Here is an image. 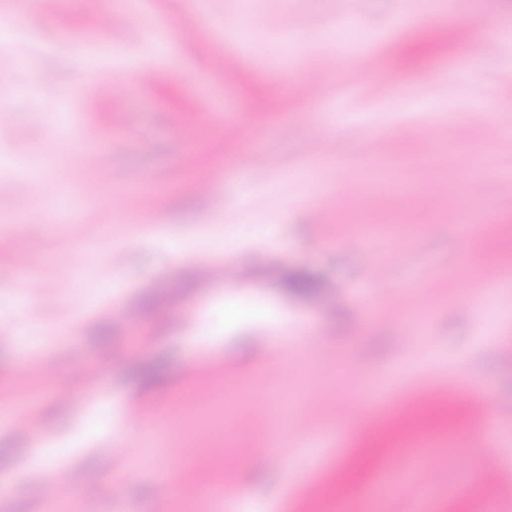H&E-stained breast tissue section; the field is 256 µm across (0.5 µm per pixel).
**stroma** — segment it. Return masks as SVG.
<instances>
[{
  "label": "stroma",
  "mask_w": 512,
  "mask_h": 512,
  "mask_svg": "<svg viewBox=\"0 0 512 512\" xmlns=\"http://www.w3.org/2000/svg\"><path fill=\"white\" fill-rule=\"evenodd\" d=\"M121 24L100 23L111 0H0V15L27 9L29 23L0 53V412L45 422L82 475L66 490L71 508L98 512H218L203 487L255 482L252 512H512V414L485 451L488 426L475 399L512 407V325L476 312L477 290L495 291L512 312V0H454L447 28L462 35L436 49L433 26L407 16L421 0H136ZM296 19L293 28L277 23ZM481 16L498 34L476 52ZM53 72L43 85L36 73ZM492 103L497 140L457 120ZM92 143L107 153L75 163ZM261 152L264 163L252 162ZM321 158L337 162L331 206L320 183L296 179ZM47 175L27 194L30 164ZM232 168L234 178L219 175ZM161 195L151 215H131L124 198ZM407 194L399 202L398 194ZM365 224L380 225L370 238ZM183 240L179 259L169 242ZM234 255L246 279L197 277L199 259ZM42 284L39 305L21 307L16 259ZM384 268L378 285L369 265ZM310 275L299 293L293 274ZM376 293L378 316L364 307ZM112 302L142 312L136 323L92 316ZM239 319L222 317L223 305ZM310 320L318 351L278 348L270 337ZM412 344L401 352L402 344ZM46 360L32 407H19L11 380ZM100 370L118 410L161 406L176 449L153 468L113 483L124 446L89 451L66 399L87 368ZM234 392L224 409H184L199 383ZM302 397L280 412L269 398L281 383ZM398 385L397 403L424 391L436 407L404 428L369 429L365 396ZM261 413L267 434L249 432ZM425 450L403 470L399 433ZM209 440L224 451H206ZM304 443L299 479L268 465L283 444ZM34 448L0 431V512H46L31 494L49 469L32 470ZM174 477L158 498L155 477ZM366 496H358L362 485Z\"/></svg>",
  "instance_id": "35a3bbf8"
}]
</instances>
